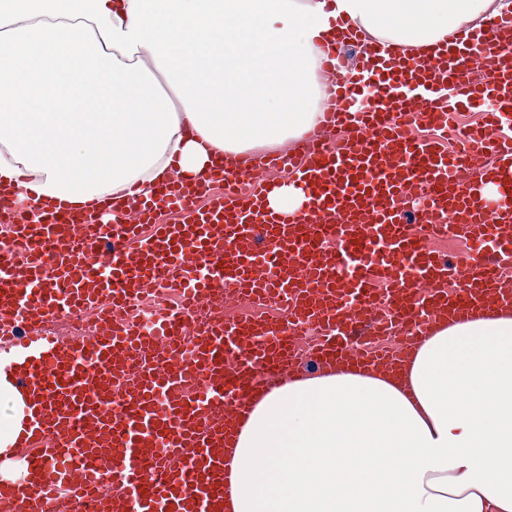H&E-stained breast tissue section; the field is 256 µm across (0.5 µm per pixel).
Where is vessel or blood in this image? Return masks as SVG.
<instances>
[{
    "mask_svg": "<svg viewBox=\"0 0 512 512\" xmlns=\"http://www.w3.org/2000/svg\"><path fill=\"white\" fill-rule=\"evenodd\" d=\"M358 37L350 29L325 47L336 74L327 106L291 150L225 158L208 182L181 177L130 213L66 199L20 212L0 191V222L12 226L0 245V330L19 333L27 361L14 386L33 405L30 478L0 488L11 512H224L228 423L263 374L294 380L327 361L393 367L439 316L512 306L499 279L512 265V20L489 19L478 40L457 31L431 57L369 47L354 72L342 49ZM465 105L482 109L483 125L453 126ZM417 123L459 149L411 136ZM334 128L344 136L332 143ZM286 168L306 198L295 214L268 204L267 174ZM488 184L497 201L483 198ZM165 211L181 221L159 223ZM448 235L474 243L463 263L428 251L426 240ZM163 288L177 290V307L147 328L128 317ZM217 293L276 303L287 317L196 325ZM89 311L98 326L87 339L47 330ZM382 336L400 342L374 347ZM109 481L116 492H104Z\"/></svg>",
    "mask_w": 512,
    "mask_h": 512,
    "instance_id": "obj_1",
    "label": "vessel or blood"
}]
</instances>
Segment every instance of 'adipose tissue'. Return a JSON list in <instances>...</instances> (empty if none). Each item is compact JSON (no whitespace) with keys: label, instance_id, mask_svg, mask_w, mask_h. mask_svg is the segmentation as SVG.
Wrapping results in <instances>:
<instances>
[{"label":"adipose tissue","instance_id":"ef3b65f1","mask_svg":"<svg viewBox=\"0 0 512 512\" xmlns=\"http://www.w3.org/2000/svg\"><path fill=\"white\" fill-rule=\"evenodd\" d=\"M512 0H0V184L126 205L320 120L347 20L428 51ZM0 365V454L24 404ZM227 512H512V313L433 324L400 373L356 365L257 393Z\"/></svg>","mask_w":512,"mask_h":512}]
</instances>
